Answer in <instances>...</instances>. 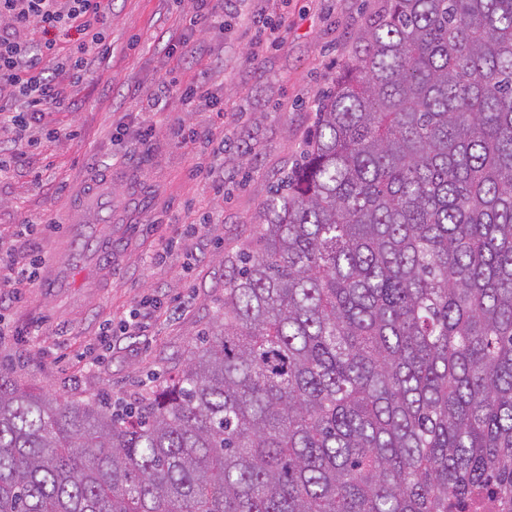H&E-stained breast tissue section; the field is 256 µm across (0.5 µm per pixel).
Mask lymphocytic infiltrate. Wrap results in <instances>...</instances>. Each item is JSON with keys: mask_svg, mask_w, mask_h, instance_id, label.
Returning <instances> with one entry per match:
<instances>
[{"mask_svg": "<svg viewBox=\"0 0 512 512\" xmlns=\"http://www.w3.org/2000/svg\"><path fill=\"white\" fill-rule=\"evenodd\" d=\"M109 9L110 0H0V128H12L17 139L16 146L0 147V176L42 113L72 108L68 89L83 81L87 55L109 54L101 27ZM223 23L224 0H192L187 23L171 35L174 56L200 57L198 33ZM35 30L42 39L31 40ZM68 30L82 40L65 49L52 34Z\"/></svg>", "mask_w": 512, "mask_h": 512, "instance_id": "f902f5d3", "label": "lymphocytic infiltrate"}]
</instances>
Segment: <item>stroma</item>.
I'll return each mask as SVG.
<instances>
[{
    "label": "stroma",
    "instance_id": "obj_1",
    "mask_svg": "<svg viewBox=\"0 0 512 512\" xmlns=\"http://www.w3.org/2000/svg\"><path fill=\"white\" fill-rule=\"evenodd\" d=\"M383 0H232L223 26L200 35L201 62L175 63L167 34L183 24L189 0H112L103 30L112 50L91 55L72 90L79 111L47 114L57 129L40 136L28 163L0 177V250L26 263L61 256L77 224L112 237V274L92 285L93 251L78 244L70 286L50 295L31 283L21 301L0 304L9 334L0 371L61 399L103 394L131 400L173 379L202 332L224 310V259L252 244L271 188L298 160L316 122L314 101L358 49L359 31ZM223 112L188 105L177 87L198 73ZM152 138H139L144 122ZM213 132L182 143L178 125ZM111 177L112 206L70 201ZM216 212L220 223L204 224ZM32 222V234L21 232ZM202 224L195 236L179 233ZM163 296L167 310L140 336H118L93 363L106 325Z\"/></svg>",
    "mask_w": 512,
    "mask_h": 512
}]
</instances>
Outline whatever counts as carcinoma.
I'll use <instances>...</instances> for the list:
<instances>
[{"instance_id":"1","label":"carcinoma","mask_w":512,"mask_h":512,"mask_svg":"<svg viewBox=\"0 0 512 512\" xmlns=\"http://www.w3.org/2000/svg\"><path fill=\"white\" fill-rule=\"evenodd\" d=\"M359 42L177 379L0 374V512H512V0H385ZM451 512H506L499 499L490 490H480L461 505H452Z\"/></svg>"}]
</instances>
